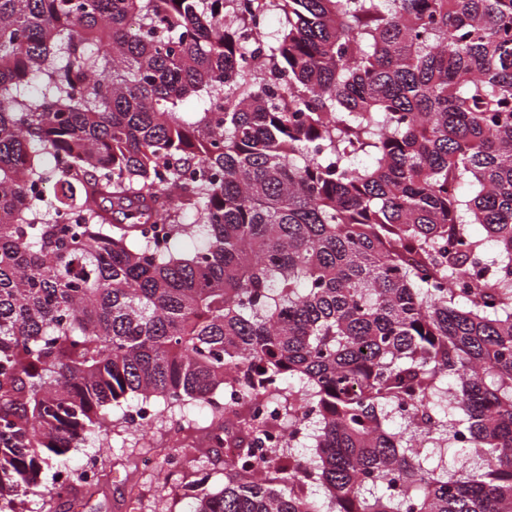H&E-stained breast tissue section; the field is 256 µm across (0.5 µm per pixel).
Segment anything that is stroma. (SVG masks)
Here are the masks:
<instances>
[{"mask_svg": "<svg viewBox=\"0 0 512 512\" xmlns=\"http://www.w3.org/2000/svg\"><path fill=\"white\" fill-rule=\"evenodd\" d=\"M134 406L129 400L113 407L118 425L108 437L87 436L65 457L72 470L81 469L86 458H95L99 476L93 488L78 484L48 500L30 497L27 512H185L193 492L183 471L160 467L166 455L181 448H202L195 470L210 474L211 485L223 483L226 451L206 442L211 422L205 410L190 407L182 414L156 416L145 431L123 420ZM145 457L153 459V466L142 465Z\"/></svg>", "mask_w": 512, "mask_h": 512, "instance_id": "obj_1", "label": "stroma"}]
</instances>
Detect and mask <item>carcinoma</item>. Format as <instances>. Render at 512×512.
Instances as JSON below:
<instances>
[{
  "mask_svg": "<svg viewBox=\"0 0 512 512\" xmlns=\"http://www.w3.org/2000/svg\"><path fill=\"white\" fill-rule=\"evenodd\" d=\"M128 398L190 512H512V0H0V512Z\"/></svg>",
  "mask_w": 512,
  "mask_h": 512,
  "instance_id": "1",
  "label": "carcinoma"
}]
</instances>
